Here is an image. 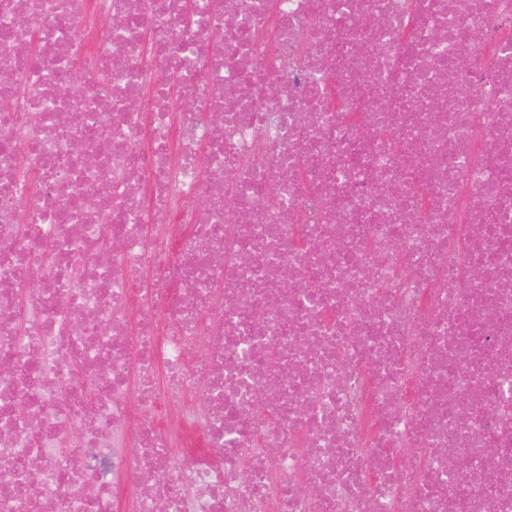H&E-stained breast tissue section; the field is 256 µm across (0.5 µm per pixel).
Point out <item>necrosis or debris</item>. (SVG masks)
Here are the masks:
<instances>
[{
	"label": "necrosis or debris",
	"instance_id": "1",
	"mask_svg": "<svg viewBox=\"0 0 512 512\" xmlns=\"http://www.w3.org/2000/svg\"><path fill=\"white\" fill-rule=\"evenodd\" d=\"M0 73V512H512V0H0Z\"/></svg>",
	"mask_w": 512,
	"mask_h": 512
}]
</instances>
